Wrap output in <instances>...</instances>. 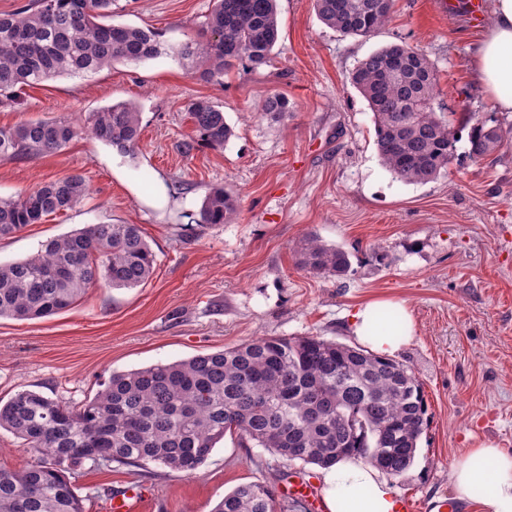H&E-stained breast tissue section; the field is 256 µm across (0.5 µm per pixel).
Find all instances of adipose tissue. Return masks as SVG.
Instances as JSON below:
<instances>
[{
  "mask_svg": "<svg viewBox=\"0 0 512 512\" xmlns=\"http://www.w3.org/2000/svg\"><path fill=\"white\" fill-rule=\"evenodd\" d=\"M478 83L493 108L512 112V0H490L489 21L473 45ZM413 332L404 303L376 300L359 307L354 334L374 354L394 357ZM454 488L464 501L485 512H512V451L491 442L469 449L453 468ZM329 512H396V501L382 473L357 455L322 471Z\"/></svg>",
  "mask_w": 512,
  "mask_h": 512,
  "instance_id": "obj_1",
  "label": "adipose tissue"
}]
</instances>
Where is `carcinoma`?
<instances>
[{"label": "carcinoma", "instance_id": "1", "mask_svg": "<svg viewBox=\"0 0 512 512\" xmlns=\"http://www.w3.org/2000/svg\"><path fill=\"white\" fill-rule=\"evenodd\" d=\"M114 0H28L0 15V102L62 76L97 73L116 62H141L159 53L157 32L114 25ZM320 20L344 35L368 37L390 19L394 0H314ZM279 36L277 0H214L202 40L180 49L200 76H221L237 63H270ZM352 85L373 114L382 165L405 184L427 183L448 171L456 135L470 127L469 155L481 162L512 140L504 128L471 112L434 110L435 70L418 47L395 43L359 62ZM261 116L278 121L288 99L268 95ZM193 133L220 148L232 136L224 112L197 100L187 108ZM85 132L119 153L134 155L141 112L117 103L85 122L27 120L0 128V160L57 152ZM88 196L78 174L0 198V239L80 205ZM238 199L216 188L203 200L196 229L231 224ZM296 266L342 278L349 255L305 237ZM156 255L137 224L100 222L49 241L37 253L0 263V318L56 315L91 288H136L154 274ZM421 385L409 366L362 347L318 336H266L168 364L114 372L79 407L33 390L0 402V430L11 433L34 461L15 471L0 467V512H85L67 469L96 455L145 468L160 465L194 474L230 435L241 445L272 450L285 462L326 468L350 454L402 476L427 425ZM298 501H276L262 483L237 486L214 512H296Z\"/></svg>", "mask_w": 512, "mask_h": 512}]
</instances>
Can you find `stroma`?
Segmentation results:
<instances>
[{
	"label": "stroma",
	"instance_id": "stroma-1",
	"mask_svg": "<svg viewBox=\"0 0 512 512\" xmlns=\"http://www.w3.org/2000/svg\"><path fill=\"white\" fill-rule=\"evenodd\" d=\"M213 0H115L112 23L156 31L162 52L95 74L59 77L0 104V127L24 120H77L135 103L142 130L135 155L89 136L23 161H0V197L81 174L87 198L0 240V262L87 224H137L156 254L153 277L136 288H93L71 308L28 321L0 319V397L35 390L70 405L92 399L112 373L172 363L263 336H319L357 345L354 310L372 299L404 301L414 334L396 354L419 380L427 427L414 462L389 478L395 497L427 507L454 496L453 467L486 441L512 450V145L481 162L460 133L446 175L396 181L374 145L373 115L349 76L392 43L422 49L435 69L438 112H495L476 84L469 49L479 37L464 8L442 0H395L374 35L324 25L313 0H279V39L270 64L235 66L203 80L178 51L199 39ZM287 97L278 122L256 117L269 94ZM205 99L233 129L223 147L196 144L187 106ZM234 192L235 223L190 235L206 195ZM308 234L346 251L341 279L295 266ZM320 468L286 463L231 437L197 474L89 462L68 477L85 512L139 485L141 512H213L238 485L280 491Z\"/></svg>",
	"mask_w": 512,
	"mask_h": 512
}]
</instances>
